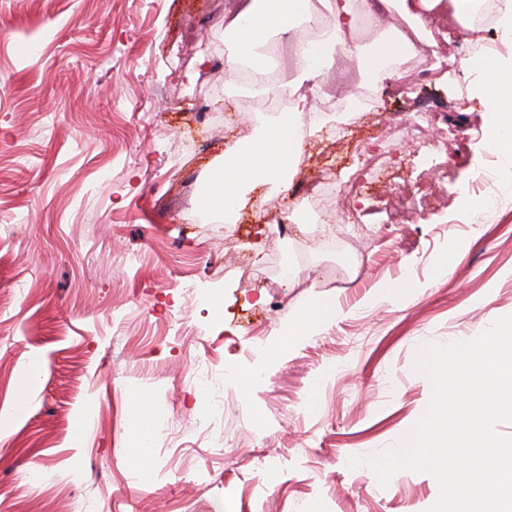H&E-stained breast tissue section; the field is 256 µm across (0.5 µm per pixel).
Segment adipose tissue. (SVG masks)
I'll use <instances>...</instances> for the list:
<instances>
[{
	"label": "adipose tissue",
	"mask_w": 512,
	"mask_h": 512,
	"mask_svg": "<svg viewBox=\"0 0 512 512\" xmlns=\"http://www.w3.org/2000/svg\"><path fill=\"white\" fill-rule=\"evenodd\" d=\"M473 6V0H236L227 21L225 87L256 95L273 91L287 97L288 108L267 127L263 138L248 144L213 172L208 207L233 211L240 201L241 188L256 182L287 187V176L302 153L298 119L310 111L311 105L308 96L300 94L298 84L283 75H271L265 56L259 54V47L268 44L271 33L292 31L298 23L312 20L317 8H324L331 16L330 25L315 41L296 46L295 65L302 79L312 82L315 91H322L337 56L344 53L370 82L381 84L402 79L398 61L414 42L436 47L437 31L425 24L430 14L462 18ZM365 16L375 20L395 17L405 22L407 28L391 29L389 35L366 50L354 43L358 25ZM481 68L485 73L481 91L490 104L485 142L501 155L505 165L512 166V67L488 60L482 62ZM335 318L336 307L331 302H310L287 329L279 332L269 354L280 355Z\"/></svg>",
	"instance_id": "1"
}]
</instances>
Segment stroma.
Instances as JSON below:
<instances>
[{
  "instance_id": "stroma-1",
  "label": "stroma",
  "mask_w": 512,
  "mask_h": 512,
  "mask_svg": "<svg viewBox=\"0 0 512 512\" xmlns=\"http://www.w3.org/2000/svg\"><path fill=\"white\" fill-rule=\"evenodd\" d=\"M225 0H0V512H426L425 473L381 486L350 467L394 444L430 385L416 350L477 337L512 313V168L485 196L489 155L477 73L381 85L360 111H324L292 177L360 180L359 224L311 250L305 236L340 199L246 189L235 221L208 210L210 171L272 122L251 94L223 93ZM195 81H188V74ZM429 111L455 163L388 125ZM389 168L372 177L364 153ZM263 197L267 215H254ZM431 210L404 222L408 202ZM305 213L293 243L284 211ZM365 252L352 283L337 267ZM194 287V299L182 294ZM402 289L388 299L380 285ZM334 323L268 364L266 347L313 298ZM266 365L252 390L227 369ZM149 400L155 432L132 464ZM92 422L82 439L74 427Z\"/></svg>"
}]
</instances>
